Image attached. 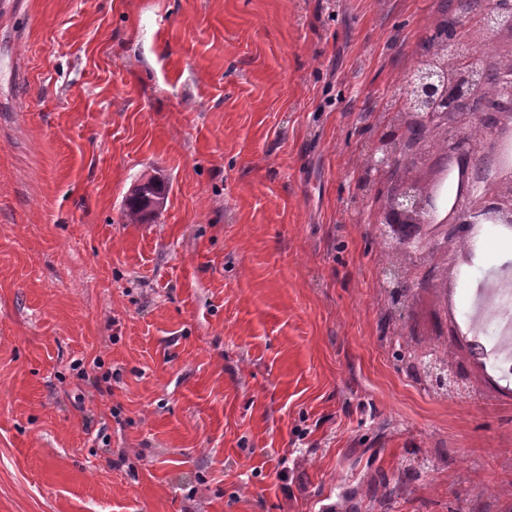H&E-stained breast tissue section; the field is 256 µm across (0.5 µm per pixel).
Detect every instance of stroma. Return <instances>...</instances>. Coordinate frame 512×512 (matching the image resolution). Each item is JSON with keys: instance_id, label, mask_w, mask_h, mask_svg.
I'll return each mask as SVG.
<instances>
[{"instance_id": "obj_1", "label": "stroma", "mask_w": 512, "mask_h": 512, "mask_svg": "<svg viewBox=\"0 0 512 512\" xmlns=\"http://www.w3.org/2000/svg\"><path fill=\"white\" fill-rule=\"evenodd\" d=\"M444 2L7 0L0 512H512V242L400 294L361 187ZM139 182L124 202V215L133 224L142 223L146 219L148 208L159 206L166 193L164 183L156 175H144ZM494 288L489 301L481 307V318L476 329H471V319L475 312V301L467 307L463 319L473 342L479 347L482 360L504 378L512 377V352L498 349L504 328L512 325V289L510 284L499 283Z\"/></svg>"}]
</instances>
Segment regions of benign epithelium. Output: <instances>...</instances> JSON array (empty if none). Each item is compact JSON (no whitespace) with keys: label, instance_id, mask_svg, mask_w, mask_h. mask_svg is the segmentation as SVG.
Masks as SVG:
<instances>
[{"label":"benign epithelium","instance_id":"7a95c632","mask_svg":"<svg viewBox=\"0 0 512 512\" xmlns=\"http://www.w3.org/2000/svg\"><path fill=\"white\" fill-rule=\"evenodd\" d=\"M459 18V37L434 47L408 76L409 94L395 119L398 126L409 121L421 125L425 139L416 148L419 160L437 159L465 173L448 212L439 214V194L403 175L399 136L376 141L367 156L373 177L392 176L383 187L376 223L391 249L403 254L423 250L426 241L393 239L392 224H439L443 234L463 238L480 224L512 226V108L497 113L490 128L480 123L486 90L512 91V0H492L484 14L461 13ZM489 36L499 46L493 63L466 55V45Z\"/></svg>","mask_w":512,"mask_h":512}]
</instances>
